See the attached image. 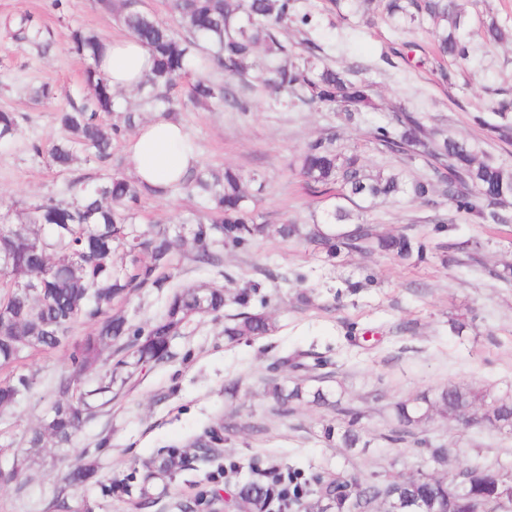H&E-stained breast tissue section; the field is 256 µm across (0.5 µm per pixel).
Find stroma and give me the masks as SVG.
Returning a JSON list of instances; mask_svg holds the SVG:
<instances>
[{"mask_svg": "<svg viewBox=\"0 0 512 512\" xmlns=\"http://www.w3.org/2000/svg\"><path fill=\"white\" fill-rule=\"evenodd\" d=\"M299 5L313 22L283 31L281 40L290 53L301 52L309 38L323 47L327 64L370 65L379 109L363 114L359 125L345 124L325 107H284L252 74L238 85L253 103L245 114L194 107L185 78L170 92L169 117L185 128L201 164L230 167L262 182L256 206L261 222L319 221L327 200L306 189L299 157L308 143L333 132L339 135L338 149L357 153L368 173L403 169L431 177L423 159L387 153L368 133L399 103L449 132L479 141L489 159L512 165V142L485 140L473 122L476 110L512 98V43L487 46L478 24H471L470 57L449 85L435 69L425 31L394 29L378 15L340 14L330 0H299ZM24 17L41 29L44 44L18 39ZM77 28L104 39L127 35L113 14L96 8L95 0H0V112L12 113L23 130L22 137L0 143V211L68 198L71 182L80 175H132L125 136L113 141L107 162L81 161L71 173L50 164L46 149L62 135L59 110L82 103L88 92L86 63L72 48ZM409 42L414 51L406 50ZM44 84L54 93L48 104L32 98ZM37 144L43 154L34 152ZM198 206V199L178 189L149 193L141 200L139 221L178 224ZM436 212L443 223H432ZM369 222L377 233L423 241L426 260L346 249L329 259L309 245L273 235L221 249L217 267L197 265L185 248L175 249L165 287L135 291L118 304L132 324L160 316L171 287L213 281L233 292L253 288L252 307L266 305L276 329L228 341L224 323L239 311L233 304L220 318L190 322L173 341L172 359L134 376L67 450L95 462L99 477L107 479L128 474L134 462L168 447H188L206 428L220 424L224 443L217 460L193 463L133 507L101 497L94 487L70 492V499L87 498L94 512H187L200 494L217 488L228 495L243 482L267 483L291 468L340 472L366 483L384 472L399 479L442 476L476 460L512 470V435L490 429L465 430L438 417L400 445L386 440L393 426L390 405L398 399L451 384L495 395L512 390V281L488 274L512 264V224L471 223L444 197L434 210L381 199ZM450 242L458 243L459 251H447ZM453 319L465 322L462 335L451 333ZM69 355L61 347L23 358L22 366L36 372L37 386L14 406L0 408V465H11L17 457L24 461L16 479L0 485V512H49L62 484L61 457L67 451L51 440L32 448L28 439L56 399L53 384L60 371L70 368ZM297 377L342 392L344 404L360 409L370 447L348 450L327 441L323 427L336 421L334 411L312 404L274 411L266 382ZM425 439L449 448L447 466L428 460L421 445Z\"/></svg>", "mask_w": 512, "mask_h": 512, "instance_id": "obj_1", "label": "stroma"}]
</instances>
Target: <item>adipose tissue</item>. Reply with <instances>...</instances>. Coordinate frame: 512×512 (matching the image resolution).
<instances>
[{
    "label": "adipose tissue",
    "instance_id": "1",
    "mask_svg": "<svg viewBox=\"0 0 512 512\" xmlns=\"http://www.w3.org/2000/svg\"><path fill=\"white\" fill-rule=\"evenodd\" d=\"M153 66L148 50L126 37L104 40L97 70L112 88L129 90L138 87ZM128 153L137 178L161 190L199 164L183 126L164 117L142 125L131 138Z\"/></svg>",
    "mask_w": 512,
    "mask_h": 512
}]
</instances>
